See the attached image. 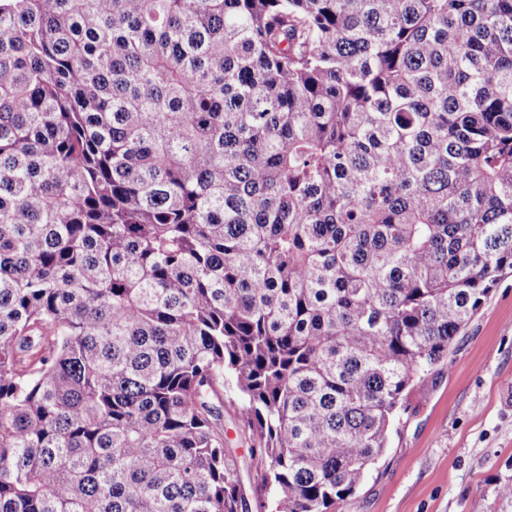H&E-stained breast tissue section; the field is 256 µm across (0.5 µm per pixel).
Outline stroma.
Wrapping results in <instances>:
<instances>
[{
    "label": "stroma",
    "instance_id": "stroma-1",
    "mask_svg": "<svg viewBox=\"0 0 512 512\" xmlns=\"http://www.w3.org/2000/svg\"><path fill=\"white\" fill-rule=\"evenodd\" d=\"M512 477V276L411 388L383 456L335 512H501Z\"/></svg>",
    "mask_w": 512,
    "mask_h": 512
}]
</instances>
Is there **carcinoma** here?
<instances>
[{
  "label": "carcinoma",
  "mask_w": 512,
  "mask_h": 512,
  "mask_svg": "<svg viewBox=\"0 0 512 512\" xmlns=\"http://www.w3.org/2000/svg\"><path fill=\"white\" fill-rule=\"evenodd\" d=\"M512 273V0H0V512H334ZM241 424L239 417L234 413L233 409L224 410V429L229 441L230 448L233 449L239 458L242 467V479L245 489V495L248 501L249 512H258V500L255 484L249 475L247 464L249 463L248 448L238 447L237 440L238 427Z\"/></svg>",
  "instance_id": "carcinoma-1"
}]
</instances>
